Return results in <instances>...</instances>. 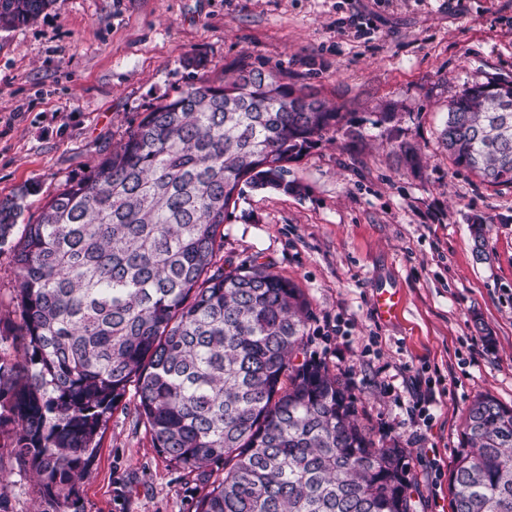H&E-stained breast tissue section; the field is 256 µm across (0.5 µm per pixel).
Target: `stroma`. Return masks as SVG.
<instances>
[{"label":"stroma","instance_id":"35a3bbf8","mask_svg":"<svg viewBox=\"0 0 512 512\" xmlns=\"http://www.w3.org/2000/svg\"><path fill=\"white\" fill-rule=\"evenodd\" d=\"M246 57L281 66L353 112L359 139L324 137L290 165L297 192L258 190L224 224V258L272 261L310 302L304 353L349 385L376 442L409 452L415 512H450L448 477L479 394L512 405V187L457 170L439 135L463 84L512 79V0H57L0 28V200L25 218L86 177L144 112ZM397 106V122L377 113ZM417 146L424 166L385 145ZM487 224L477 260L468 219ZM402 307L378 318L374 299ZM432 388L423 425L416 391ZM195 475L154 448L134 391L113 410L88 476L44 498L0 448L8 512H194ZM390 152L394 153L401 164L407 169L415 171L420 166V157L415 147L409 142L395 143L390 138L388 140Z\"/></svg>","mask_w":512,"mask_h":512}]
</instances>
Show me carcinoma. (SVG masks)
<instances>
[{
  "mask_svg": "<svg viewBox=\"0 0 512 512\" xmlns=\"http://www.w3.org/2000/svg\"><path fill=\"white\" fill-rule=\"evenodd\" d=\"M55 0H0V27ZM353 113L243 57L153 105L93 171L30 224L0 200V258L19 323L0 318V437L49 498L83 480L133 384L154 448L206 479L195 512H413L407 450L379 446L349 387L305 346L309 301L270 261L224 265L229 207L298 189L288 164ZM453 165L512 185V80L466 84L440 133ZM404 167L420 157L388 140ZM477 258L485 227L471 218ZM220 465L222 475L211 478ZM452 512H512V406L469 407L448 479Z\"/></svg>",
  "mask_w": 512,
  "mask_h": 512,
  "instance_id": "1",
  "label": "carcinoma"
}]
</instances>
